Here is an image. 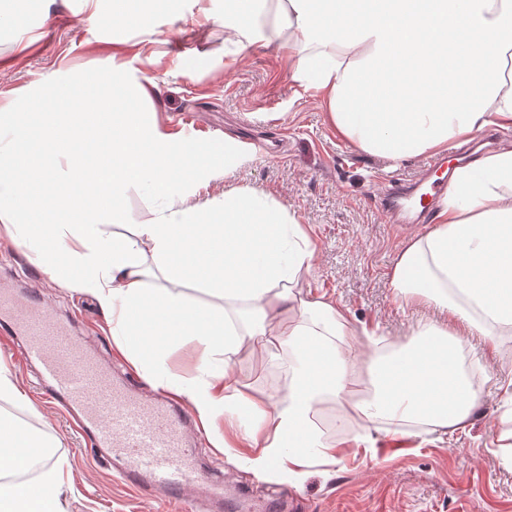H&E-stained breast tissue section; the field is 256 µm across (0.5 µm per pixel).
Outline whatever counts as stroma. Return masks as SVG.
<instances>
[{
	"instance_id": "obj_1",
	"label": "stroma",
	"mask_w": 512,
	"mask_h": 512,
	"mask_svg": "<svg viewBox=\"0 0 512 512\" xmlns=\"http://www.w3.org/2000/svg\"><path fill=\"white\" fill-rule=\"evenodd\" d=\"M17 23L0 25V108L44 93L63 94L74 81L94 84L112 66L150 86L151 112L158 125L175 130L177 118L194 115L195 139L223 144L225 136L245 142L246 162L226 179L212 181L211 194L248 185L294 210L310 235L317 259L307 277L314 293L349 309L358 324L378 328L390 340H406L429 308L396 296L389 273L406 240L427 232L433 217L390 214L391 183L412 189L425 174V157L390 168L352 147L326 118L322 94L288 79V62L272 48L245 51L224 41V0H185L183 13L155 11L149 21L113 40L111 22L92 19L84 0H16ZM27 272L54 316L78 314L75 330L86 349L116 380L134 375L151 389L145 373L123 354L112 322L91 296L49 280L22 243L0 241V286L14 287L15 273ZM489 350L486 371L477 373L486 390L465 432L423 444L407 437H379L372 448H343L331 463L313 462L294 487L271 462L262 481L299 499L303 512H512V466L497 452L503 418L512 398L497 390L512 375V335ZM284 352L258 356L242 347L232 359L235 377L253 393H273L286 383ZM6 367L25 403L0 400V415L59 441L54 459L64 465L65 512H192L190 497L167 505L136 493L115 479L89 445L39 395L34 368L21 369L8 347ZM228 446H212V435ZM242 437L217 422L203 434L197 458L220 482L263 501L260 479L247 469L252 456Z\"/></svg>"
}]
</instances>
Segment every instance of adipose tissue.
Instances as JSON below:
<instances>
[{
	"instance_id": "1",
	"label": "adipose tissue",
	"mask_w": 512,
	"mask_h": 512,
	"mask_svg": "<svg viewBox=\"0 0 512 512\" xmlns=\"http://www.w3.org/2000/svg\"><path fill=\"white\" fill-rule=\"evenodd\" d=\"M225 40L276 46L289 80L320 91L328 119L356 149L396 166L512 128V0H225ZM149 92L111 70L96 88L74 82L53 99L0 110V237L26 244L61 287L92 295L119 348L154 387L189 396L202 425L238 419L251 471L288 460L299 484L308 457L335 459L313 422L325 400L355 399L370 426L464 430L482 389L459 357L471 337L512 334V143L455 170L431 230L409 238L391 274L397 296L445 318L403 344L379 343L305 280L316 251L295 211L264 192L206 189L243 162L237 139L216 148L160 129L139 110ZM157 205L129 222L123 201ZM128 230L113 233L112 225ZM199 288L209 300L188 299ZM270 336L287 353L282 393L244 391L213 361ZM188 339L205 353L192 384L163 367ZM365 365L366 374L355 370ZM370 397L356 400L361 381ZM52 439L0 419V512H64V466L15 482L18 449Z\"/></svg>"
}]
</instances>
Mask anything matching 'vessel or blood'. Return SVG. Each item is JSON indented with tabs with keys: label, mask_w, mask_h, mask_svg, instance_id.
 I'll return each mask as SVG.
<instances>
[{
	"label": "vessel or blood",
	"mask_w": 512,
	"mask_h": 512,
	"mask_svg": "<svg viewBox=\"0 0 512 512\" xmlns=\"http://www.w3.org/2000/svg\"><path fill=\"white\" fill-rule=\"evenodd\" d=\"M428 165L435 175L428 190L393 189L389 210L400 212L410 202L426 213L445 195L450 157L430 159ZM0 310L9 315L0 332L22 337V358L38 366L49 403L71 415L75 430L110 464L117 480L164 504L192 489L205 495L196 505L198 512H235L237 505L225 497L223 487L197 468L195 425L178 402L145 395L131 381H111L84 353L72 320L49 316L37 301L1 288Z\"/></svg>",
	"instance_id": "1"
}]
</instances>
